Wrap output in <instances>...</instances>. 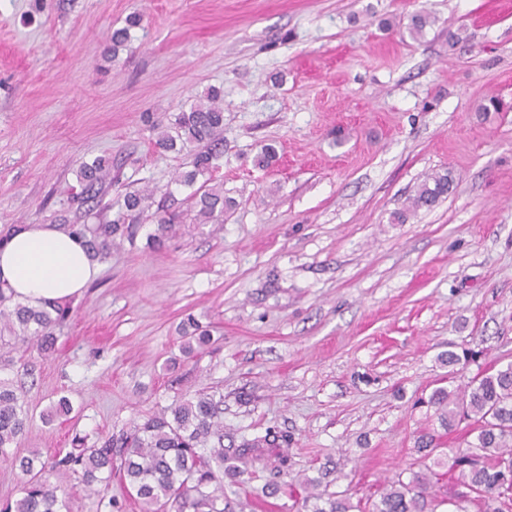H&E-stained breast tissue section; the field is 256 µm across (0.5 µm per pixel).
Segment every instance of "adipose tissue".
Returning <instances> with one entry per match:
<instances>
[{
	"instance_id": "obj_1",
	"label": "adipose tissue",
	"mask_w": 512,
	"mask_h": 512,
	"mask_svg": "<svg viewBox=\"0 0 512 512\" xmlns=\"http://www.w3.org/2000/svg\"><path fill=\"white\" fill-rule=\"evenodd\" d=\"M97 273L80 239L51 224H28L0 243V281L37 306L81 295Z\"/></svg>"
}]
</instances>
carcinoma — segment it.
Listing matches in <instances>:
<instances>
[{"label":"carcinoma","mask_w":512,"mask_h":512,"mask_svg":"<svg viewBox=\"0 0 512 512\" xmlns=\"http://www.w3.org/2000/svg\"><path fill=\"white\" fill-rule=\"evenodd\" d=\"M129 26L112 32V53H118L129 39ZM224 131V106L221 91L213 88L176 119L175 134L163 130L155 145L163 151H175L195 144L191 169L179 172L174 182L198 188L188 198L187 211L193 223H224V215L235 201L224 196V182L213 177L217 168L216 142ZM112 161L96 159L81 165L80 192L71 201L82 206L105 194L112 183ZM448 172L436 171L418 185L408 210L395 214L403 223L407 211L431 207L448 194ZM154 191L129 192L110 202L106 209L117 208L116 217L106 224H63V229L82 239L89 256L102 260L112 252V242L133 239L139 225L128 217L141 215ZM69 309L59 301L43 306L12 302L10 289L0 284V344L23 353L44 356L57 341L55 327L63 322ZM182 354L195 355L210 343V334L194 317L186 316L180 326ZM428 407L441 426L476 417L473 438L464 448H450L437 464L459 472L461 483L475 494L479 512H512V363L484 373L472 381L469 393L460 398L438 387L428 400ZM224 397L202 393L191 399H177L166 409L148 416L128 429H121L91 446L82 438L74 439L73 451L62 457L44 460L40 455L14 457L10 448L29 427L28 398L23 387L0 376V458L12 461L22 475L21 497L0 506V512H63L66 501L51 481L59 470L81 472L88 488L112 481V474L122 482L141 505L143 512H244L243 502L224 494V479L242 484L244 471L234 461L250 458L269 462L281 472L288 467V457L274 452L280 443H289L290 435L270 430L263 436L245 439L237 446L224 447ZM416 451L426 456L438 451L437 435L420 434ZM331 470L322 468L318 476L304 480L303 508L307 512H354L355 505L340 492L311 489L320 486ZM430 479L411 474L398 475L371 512H437L441 502L429 492Z\"/></svg>","instance_id":"1"}]
</instances>
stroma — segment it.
<instances>
[{
    "mask_svg": "<svg viewBox=\"0 0 512 512\" xmlns=\"http://www.w3.org/2000/svg\"><path fill=\"white\" fill-rule=\"evenodd\" d=\"M431 18L420 37L410 18ZM139 16L127 46L113 30ZM463 39L449 45V30ZM224 90L215 171L236 207L154 246L190 151L159 128ZM502 111L483 113L489 98ZM273 147L261 168L256 157ZM103 156L107 199L154 187L33 358L31 422L16 455L47 457L129 428L174 399L224 396V430L288 432V471L253 466L239 498L331 466L333 491L378 499L439 424L422 398L463 395L512 362V0H0V235L112 220L69 206L81 162ZM445 198L391 220L430 173ZM193 314L211 343L180 352ZM483 349L443 366L448 350ZM68 397L70 415L43 412ZM67 512H141L120 478L90 494L57 472Z\"/></svg>",
    "mask_w": 512,
    "mask_h": 512,
    "instance_id": "35a3bbf8",
    "label": "stroma"
}]
</instances>
